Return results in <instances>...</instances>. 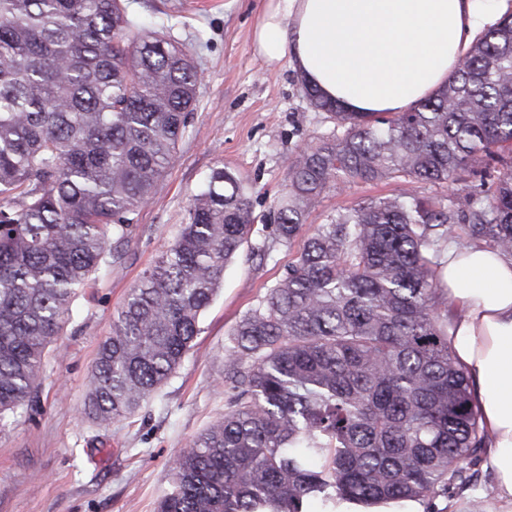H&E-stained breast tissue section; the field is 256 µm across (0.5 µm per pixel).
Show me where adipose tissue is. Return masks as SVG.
<instances>
[{"instance_id":"obj_1","label":"adipose tissue","mask_w":512,"mask_h":512,"mask_svg":"<svg viewBox=\"0 0 512 512\" xmlns=\"http://www.w3.org/2000/svg\"><path fill=\"white\" fill-rule=\"evenodd\" d=\"M512 0H264L253 32L268 64L348 112H404L453 73L469 42ZM455 311L449 340L468 373L496 478L488 512H512V258L449 250L441 272Z\"/></svg>"}]
</instances>
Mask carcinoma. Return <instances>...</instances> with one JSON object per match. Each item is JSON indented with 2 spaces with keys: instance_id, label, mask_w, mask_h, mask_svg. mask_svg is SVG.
<instances>
[{
  "instance_id": "carcinoma-1",
  "label": "carcinoma",
  "mask_w": 512,
  "mask_h": 512,
  "mask_svg": "<svg viewBox=\"0 0 512 512\" xmlns=\"http://www.w3.org/2000/svg\"><path fill=\"white\" fill-rule=\"evenodd\" d=\"M201 77L189 48L129 0H0V430L33 401L45 353L89 275L119 263L188 130ZM289 164L268 255L305 233L318 198L353 181L393 196L327 216L237 324L224 415L174 457L157 512H306L474 487L486 431L448 342L438 268L461 228L512 257V14L406 112H346ZM468 185L464 202L419 184ZM249 185L216 168L99 345L85 415L132 416L193 348L247 242Z\"/></svg>"
}]
</instances>
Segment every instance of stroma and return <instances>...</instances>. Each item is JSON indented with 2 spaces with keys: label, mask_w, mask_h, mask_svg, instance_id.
Instances as JSON below:
<instances>
[{
  "label": "stroma",
  "mask_w": 512,
  "mask_h": 512,
  "mask_svg": "<svg viewBox=\"0 0 512 512\" xmlns=\"http://www.w3.org/2000/svg\"><path fill=\"white\" fill-rule=\"evenodd\" d=\"M262 0H132L144 21L170 18L191 42L202 77L193 120L156 194L145 204L121 264L92 273L74 318L50 344L43 383L27 409L0 431V512H155L177 452L224 413V347L243 315L280 278L303 247L254 256L275 223L291 158L334 121L315 111L289 61L272 67L254 50ZM228 167L252 188L259 217L248 244L224 273L204 311L201 332L158 397L106 427L83 413L91 371L116 310L159 250L185 224L203 179ZM396 184L353 182L326 191L308 221L372 198Z\"/></svg>",
  "instance_id": "stroma-1"
}]
</instances>
